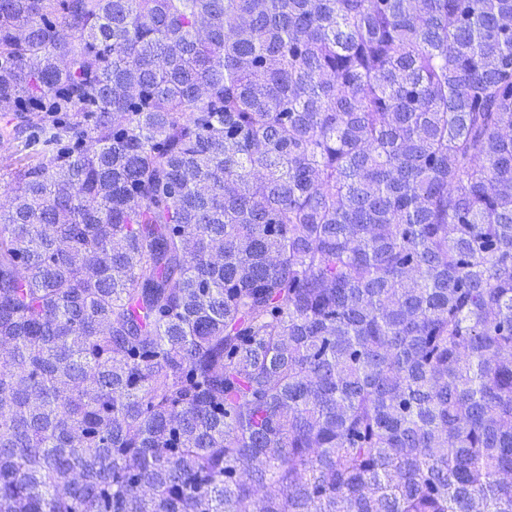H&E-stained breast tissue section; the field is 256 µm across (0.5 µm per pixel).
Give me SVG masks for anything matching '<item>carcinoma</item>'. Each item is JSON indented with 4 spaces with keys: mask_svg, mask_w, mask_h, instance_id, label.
Segmentation results:
<instances>
[{
    "mask_svg": "<svg viewBox=\"0 0 512 512\" xmlns=\"http://www.w3.org/2000/svg\"><path fill=\"white\" fill-rule=\"evenodd\" d=\"M0 512H512V0H0Z\"/></svg>",
    "mask_w": 512,
    "mask_h": 512,
    "instance_id": "1",
    "label": "carcinoma"
}]
</instances>
